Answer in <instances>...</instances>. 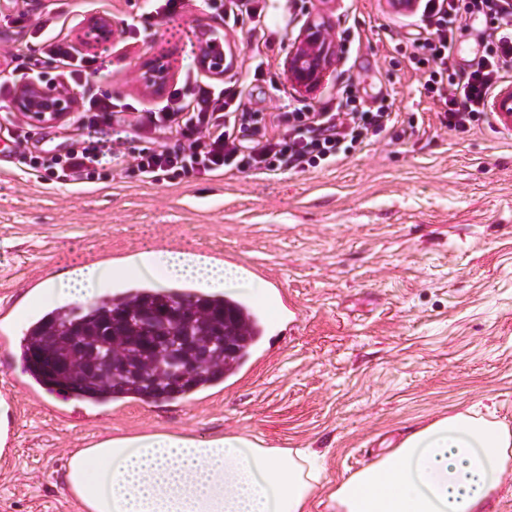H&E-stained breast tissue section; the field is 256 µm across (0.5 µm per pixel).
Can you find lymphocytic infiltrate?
<instances>
[{
	"instance_id": "obj_1",
	"label": "lymphocytic infiltrate",
	"mask_w": 512,
	"mask_h": 512,
	"mask_svg": "<svg viewBox=\"0 0 512 512\" xmlns=\"http://www.w3.org/2000/svg\"><path fill=\"white\" fill-rule=\"evenodd\" d=\"M207 6L229 21H249L251 37L264 36L261 0H208ZM420 9L421 25L408 59L420 75L421 88L440 103L442 125L467 131L487 112L498 85L512 77V0H423ZM474 16L485 20L482 53L459 79L450 73L448 62L457 31ZM44 27L41 48L9 50L12 84L40 72L46 88L55 90L60 77H67L81 90L76 122L93 126L119 121L159 138L156 147L139 151L119 137L84 140L63 152L16 151V168L45 181L80 186L108 179L115 170L159 182L235 173L274 177L322 169L370 145L392 121L388 106H365L349 80L329 110L296 107L271 116L252 112L243 102V86L230 75L193 84L188 94H171L154 110L139 113L94 88L93 79L101 75L96 60L76 53L62 35L63 21L51 18ZM48 60L55 63L56 73H44Z\"/></svg>"
}]
</instances>
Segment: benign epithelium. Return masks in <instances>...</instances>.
Listing matches in <instances>:
<instances>
[{
	"instance_id": "7a95c632",
	"label": "benign epithelium",
	"mask_w": 512,
	"mask_h": 512,
	"mask_svg": "<svg viewBox=\"0 0 512 512\" xmlns=\"http://www.w3.org/2000/svg\"><path fill=\"white\" fill-rule=\"evenodd\" d=\"M116 31L107 17L91 22L85 33L84 43H105L114 39ZM336 63V40L325 21L317 16L305 23L298 40L287 58L288 75L292 83L301 90L318 86L326 72ZM143 82L159 90L171 80L169 66L158 59H149L141 65ZM76 107L74 97L64 91H50L35 82L22 87L12 101L16 114L37 124H56L64 120ZM142 322L151 329L145 346L149 351H159L167 341L164 332L168 318L154 311H145ZM208 360L207 350L200 347L191 336L182 338V349L168 357L173 380L176 382L189 372L203 367Z\"/></svg>"
}]
</instances>
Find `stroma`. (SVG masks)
I'll use <instances>...</instances> for the list:
<instances>
[{
  "label": "stroma",
  "instance_id": "1",
  "mask_svg": "<svg viewBox=\"0 0 512 512\" xmlns=\"http://www.w3.org/2000/svg\"><path fill=\"white\" fill-rule=\"evenodd\" d=\"M141 5L28 0L23 17L0 21V50L36 47L35 25L49 12L69 18L72 41L90 19L109 17L116 37L88 53L112 75L104 91L147 111L161 96L142 83L140 59L166 57L170 89L183 88L194 45L214 31L239 51L233 70L252 111L335 107L349 78L366 106L389 105L395 125L336 165L274 178L118 177L77 187L0 170V304L16 307L13 340L51 307L29 288L45 270L118 266L145 246L258 271V297L281 281L297 315L270 325L238 375L172 405L71 401L58 417L55 395L36 404L13 386L21 363L0 371L14 418L10 452L0 457V512H80L62 476L70 453L154 430L310 449L322 459L311 512H330L328 489L409 428L489 395L496 418L512 423V137L491 117L465 132L442 126L439 103L421 94L407 58L415 16L388 0H266L267 63L258 76L247 25H227L200 0H184L180 12L145 26ZM315 13L333 28L337 58L304 92L286 62ZM118 132L68 118L31 126L27 147L63 149Z\"/></svg>",
  "mask_w": 512,
  "mask_h": 512
}]
</instances>
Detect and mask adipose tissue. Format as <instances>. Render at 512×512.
<instances>
[{
  "label": "adipose tissue",
  "mask_w": 512,
  "mask_h": 512,
  "mask_svg": "<svg viewBox=\"0 0 512 512\" xmlns=\"http://www.w3.org/2000/svg\"><path fill=\"white\" fill-rule=\"evenodd\" d=\"M145 276L202 288L243 282L245 270L184 251L135 253ZM95 263L47 282L58 299H82L111 278ZM512 469V424L468 408L403 436L329 492L335 512H488ZM64 481L80 512H310L319 473L307 455L267 448L241 434L208 438L170 432L114 436L70 453Z\"/></svg>",
  "instance_id": "obj_1"
}]
</instances>
